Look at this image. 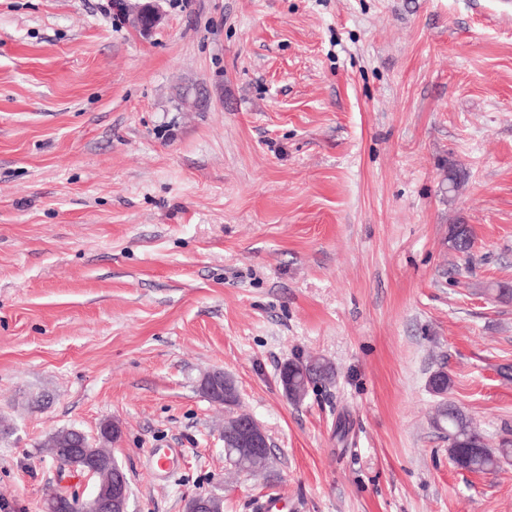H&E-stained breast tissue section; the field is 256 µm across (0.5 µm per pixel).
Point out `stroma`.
<instances>
[{
  "mask_svg": "<svg viewBox=\"0 0 512 512\" xmlns=\"http://www.w3.org/2000/svg\"><path fill=\"white\" fill-rule=\"evenodd\" d=\"M158 7L144 36L112 0H0V512L89 495L46 443L108 420L129 512H512V463L461 470L431 423L512 440V0ZM298 356L334 376L293 405ZM210 369L269 473L225 461ZM448 241L453 249L463 255H468L473 247V234L469 225L452 224L448 229ZM200 383L205 388L208 399L226 405L234 399L235 396V382L234 380L224 374L222 370H209L202 375ZM237 397L234 399L233 404L237 403ZM186 512H222L223 498L215 492L200 493L189 498L185 505Z\"/></svg>",
  "mask_w": 512,
  "mask_h": 512,
  "instance_id": "obj_1",
  "label": "stroma"
}]
</instances>
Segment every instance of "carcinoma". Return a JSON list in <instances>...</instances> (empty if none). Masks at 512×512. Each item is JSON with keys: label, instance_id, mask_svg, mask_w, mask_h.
<instances>
[{"label": "carcinoma", "instance_id": "cac0c4a2", "mask_svg": "<svg viewBox=\"0 0 512 512\" xmlns=\"http://www.w3.org/2000/svg\"><path fill=\"white\" fill-rule=\"evenodd\" d=\"M448 241L453 249L463 255L473 247V234L467 224H452L448 229ZM333 377L331 364L322 359L288 361V402L297 404L308 395L309 388ZM433 425L448 437V453L460 469L483 475H494L512 460V441H504L497 448L488 447L485 437L476 428L470 416L454 404H438L433 415ZM68 442L85 439L78 429H60L49 440L51 449L61 448L60 439ZM226 459L240 470L257 474L267 469L268 458H250L237 452L225 453Z\"/></svg>", "mask_w": 512, "mask_h": 512}]
</instances>
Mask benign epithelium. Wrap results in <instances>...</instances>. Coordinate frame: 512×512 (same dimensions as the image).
Returning <instances> with one entry per match:
<instances>
[{
    "mask_svg": "<svg viewBox=\"0 0 512 512\" xmlns=\"http://www.w3.org/2000/svg\"><path fill=\"white\" fill-rule=\"evenodd\" d=\"M123 13L143 35L149 34L159 20L154 0L144 3L124 0ZM200 383L213 401L227 404L234 399L235 382L222 370L205 372ZM222 438L225 448L253 456H263L271 448L265 430L259 423L246 418H237L232 424L224 425ZM62 452L66 454L63 467L95 479V487L88 498H79L75 502L62 491L52 492L45 498V512H128L130 487L123 469L118 465L110 470L105 468L102 449L82 441L62 449ZM185 512H223V498L215 492L197 494L187 500Z\"/></svg>",
    "mask_w": 512,
    "mask_h": 512,
    "instance_id": "benign-epithelium-1",
    "label": "benign epithelium"
}]
</instances>
